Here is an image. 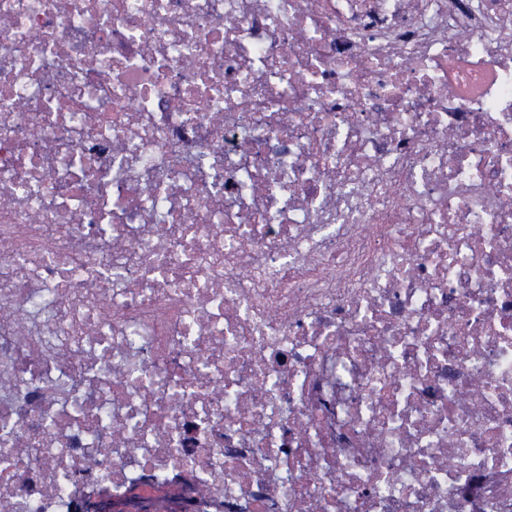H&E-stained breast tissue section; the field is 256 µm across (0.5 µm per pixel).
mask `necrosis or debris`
<instances>
[{"mask_svg":"<svg viewBox=\"0 0 512 512\" xmlns=\"http://www.w3.org/2000/svg\"><path fill=\"white\" fill-rule=\"evenodd\" d=\"M0 512H512V0H0Z\"/></svg>","mask_w":512,"mask_h":512,"instance_id":"4bbe7bcc","label":"necrosis or debris"}]
</instances>
